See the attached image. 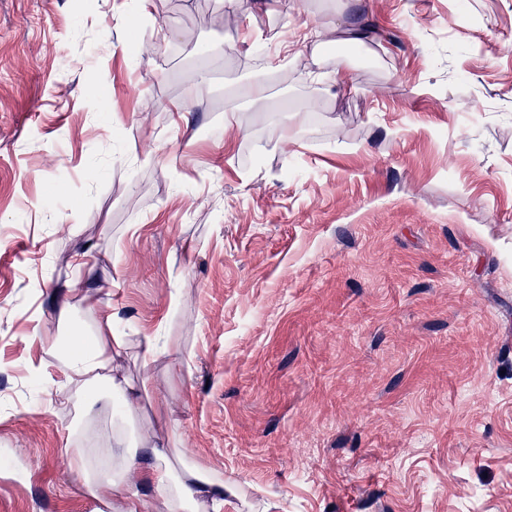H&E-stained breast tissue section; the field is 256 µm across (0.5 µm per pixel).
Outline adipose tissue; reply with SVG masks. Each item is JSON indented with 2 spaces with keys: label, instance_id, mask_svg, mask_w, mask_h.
<instances>
[{
  "label": "adipose tissue",
  "instance_id": "1",
  "mask_svg": "<svg viewBox=\"0 0 512 512\" xmlns=\"http://www.w3.org/2000/svg\"><path fill=\"white\" fill-rule=\"evenodd\" d=\"M126 345V338L116 335L111 347L106 348L90 341L79 328H72L62 345L49 350L65 374L54 391L57 403L65 406L79 396L106 390L112 394L114 413L129 416L137 403V391L117 378L113 366L116 353ZM119 443L129 450L123 461L127 467L136 461V448L150 450L152 460L140 469L139 475L164 499L168 512H224L223 482L201 468L189 469L182 475L176 473L168 455L176 438L168 429L159 426L133 439L123 436Z\"/></svg>",
  "mask_w": 512,
  "mask_h": 512
}]
</instances>
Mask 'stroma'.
<instances>
[{"label": "stroma", "mask_w": 512, "mask_h": 512, "mask_svg": "<svg viewBox=\"0 0 512 512\" xmlns=\"http://www.w3.org/2000/svg\"><path fill=\"white\" fill-rule=\"evenodd\" d=\"M72 323L224 512H512V0H0V512L112 499ZM127 345L126 336L113 332L112 351L90 341L78 327H73L64 343L52 346L48 353L64 368L65 379L54 391L56 402L66 406L79 397L94 391L112 392L113 413L128 417L137 403V391L120 381L113 366L115 355Z\"/></svg>", "instance_id": "obj_1"}]
</instances>
